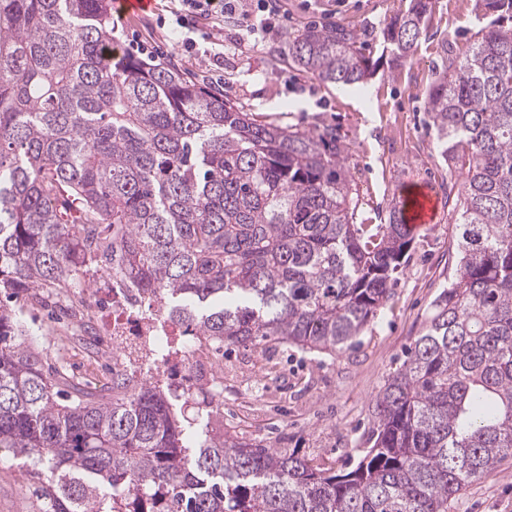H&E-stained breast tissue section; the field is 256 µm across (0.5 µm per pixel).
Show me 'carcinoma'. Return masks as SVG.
<instances>
[{"mask_svg": "<svg viewBox=\"0 0 512 512\" xmlns=\"http://www.w3.org/2000/svg\"><path fill=\"white\" fill-rule=\"evenodd\" d=\"M427 93L463 183L448 287L374 409L349 470L214 429L211 411L112 372V399L53 374L0 305V448L42 512H448L512 456V0ZM433 0L380 30L411 58ZM108 0H0V290L106 268L160 296L198 342L334 353L387 304L414 236L404 207L357 223L336 129L281 127L165 61L116 51ZM311 78L360 86L379 61L336 25L288 35Z\"/></svg>", "mask_w": 512, "mask_h": 512, "instance_id": "obj_1", "label": "carcinoma"}]
</instances>
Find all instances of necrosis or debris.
<instances>
[{"mask_svg": "<svg viewBox=\"0 0 512 512\" xmlns=\"http://www.w3.org/2000/svg\"><path fill=\"white\" fill-rule=\"evenodd\" d=\"M53 297L78 316L94 319L100 335L108 339L114 369L142 381L162 383L182 376L224 399V365L211 347H181L183 328L177 325L157 297L142 294L119 278L113 279L105 297L85 289L58 288Z\"/></svg>", "mask_w": 512, "mask_h": 512, "instance_id": "necrosis-or-debris-1", "label": "necrosis or debris"}]
</instances>
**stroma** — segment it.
I'll use <instances>...</instances> for the list:
<instances>
[{"label":"stroma","instance_id":"35a3bbf8","mask_svg":"<svg viewBox=\"0 0 512 512\" xmlns=\"http://www.w3.org/2000/svg\"><path fill=\"white\" fill-rule=\"evenodd\" d=\"M263 42L240 38L233 20L176 26L168 0L115 22L121 53L132 40L154 48L157 59L190 76L262 122L305 128L336 126L347 144L344 165L359 193L363 216L401 201L407 184L429 188L439 202L436 223L416 231L387 306L339 353L280 346H239L224 353V410L214 426L243 438L294 451L317 463L354 467L370 448L375 400L391 372L406 360L426 325L431 304L448 276L455 226L448 193L462 179L449 174L425 112L429 86L449 58L464 55L487 25L476 0H435L431 25L415 55L397 68L382 67L364 89L342 90L312 80L288 64V36L310 24L339 23L361 30L380 55V29L406 0H281ZM50 305H25L21 320L44 362L57 354L46 326ZM266 394L255 397L254 383ZM37 485L11 452L0 455V512H40ZM448 512H512V457L474 481Z\"/></svg>","mask_w":512,"mask_h":512}]
</instances>
